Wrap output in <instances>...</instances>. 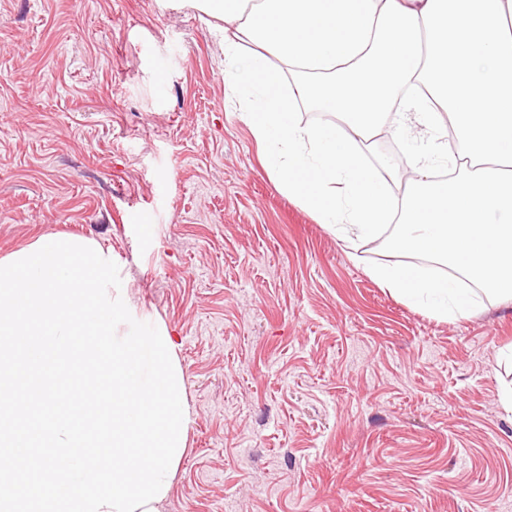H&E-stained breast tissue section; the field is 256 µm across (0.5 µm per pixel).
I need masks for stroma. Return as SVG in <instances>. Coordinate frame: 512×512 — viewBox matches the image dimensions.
<instances>
[{
	"mask_svg": "<svg viewBox=\"0 0 512 512\" xmlns=\"http://www.w3.org/2000/svg\"><path fill=\"white\" fill-rule=\"evenodd\" d=\"M224 50L175 0H0V256L111 250L178 348L187 448L160 512H512V300L439 321L397 251L273 178ZM391 124L363 152L403 184Z\"/></svg>",
	"mask_w": 512,
	"mask_h": 512,
	"instance_id": "stroma-1",
	"label": "stroma"
}]
</instances>
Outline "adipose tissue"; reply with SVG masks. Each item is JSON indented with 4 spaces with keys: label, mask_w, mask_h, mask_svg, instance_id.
<instances>
[{
    "label": "adipose tissue",
    "mask_w": 512,
    "mask_h": 512,
    "mask_svg": "<svg viewBox=\"0 0 512 512\" xmlns=\"http://www.w3.org/2000/svg\"><path fill=\"white\" fill-rule=\"evenodd\" d=\"M179 3L211 18L239 115L289 194L348 247L396 223V251L457 271L384 265L375 281L442 320L478 304L463 277L512 299V0ZM298 101L330 120L301 124ZM389 117L397 134L413 121L430 133L408 151L398 196L359 151ZM447 162L457 175L435 180Z\"/></svg>",
    "instance_id": "1"
}]
</instances>
